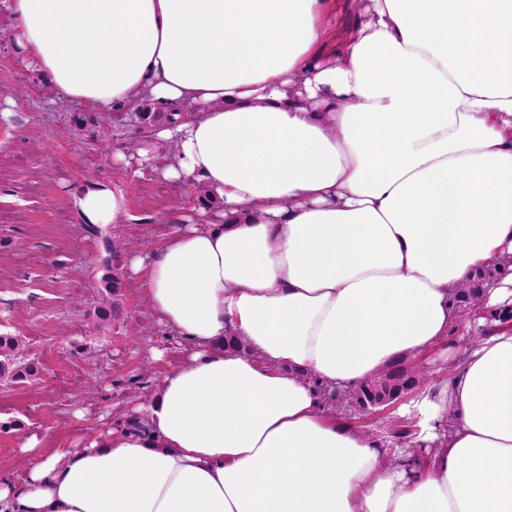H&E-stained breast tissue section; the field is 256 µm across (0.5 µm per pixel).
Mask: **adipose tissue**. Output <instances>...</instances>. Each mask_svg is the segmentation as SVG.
Here are the masks:
<instances>
[{
    "mask_svg": "<svg viewBox=\"0 0 512 512\" xmlns=\"http://www.w3.org/2000/svg\"><path fill=\"white\" fill-rule=\"evenodd\" d=\"M330 6L0 0L57 98L190 104L166 173L223 206L129 261L190 349L140 427L40 441L24 487L0 468V512H512V325L425 381L408 449L336 418L512 261V0H370L328 59ZM75 203L127 215L115 186ZM495 273L491 270H476L474 274L464 283L457 293V303L459 306H466L481 295L487 281Z\"/></svg>",
    "mask_w": 512,
    "mask_h": 512,
    "instance_id": "adipose-tissue-1",
    "label": "adipose tissue"
}]
</instances>
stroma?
Wrapping results in <instances>:
<instances>
[{
  "instance_id": "obj_1",
  "label": "stroma",
  "mask_w": 512,
  "mask_h": 512,
  "mask_svg": "<svg viewBox=\"0 0 512 512\" xmlns=\"http://www.w3.org/2000/svg\"><path fill=\"white\" fill-rule=\"evenodd\" d=\"M363 23L357 0H333L327 48L345 42ZM0 15V333L20 337L39 360L40 377L27 384L0 382V467L16 483L26 478L31 439L56 436L61 448H79L110 425L138 426L137 408L152 394L181 347L150 313L140 281L126 268L133 249L154 247L182 224L204 220L197 186L167 180L129 150L135 123L106 127L90 137L73 123L92 106L58 99L45 74L29 63ZM119 185L129 221L98 229L82 221L74 194L83 185ZM115 240L107 256L102 236ZM120 275L121 320L98 323L95 310L106 274ZM400 401L363 410L348 400L336 406L347 424L401 444L414 428Z\"/></svg>"
}]
</instances>
